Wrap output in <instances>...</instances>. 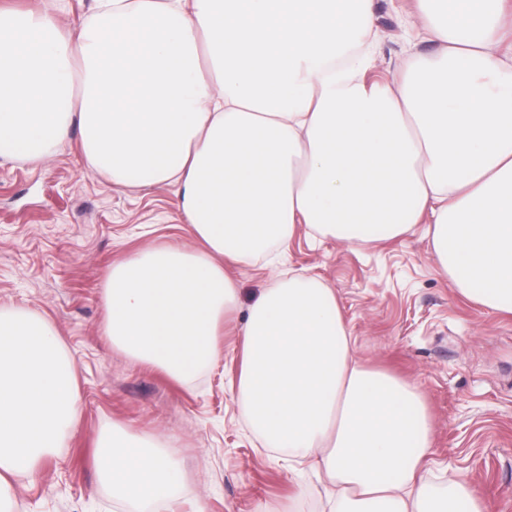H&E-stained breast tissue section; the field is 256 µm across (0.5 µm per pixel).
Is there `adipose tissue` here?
Returning a JSON list of instances; mask_svg holds the SVG:
<instances>
[{
    "label": "adipose tissue",
    "mask_w": 512,
    "mask_h": 512,
    "mask_svg": "<svg viewBox=\"0 0 512 512\" xmlns=\"http://www.w3.org/2000/svg\"><path fill=\"white\" fill-rule=\"evenodd\" d=\"M506 3L416 0V29L440 49L372 89V0H96L74 36L0 8V158L43 161L76 127L87 165L112 185H177L200 246H149L113 266L105 332L179 382L219 354L238 298L226 264L270 254L301 224L353 243L430 217L459 292L512 314ZM240 343L250 428L325 475L331 512H487L456 474L434 500L422 395L354 355L332 289L300 278L268 289ZM80 414L53 326L1 306L0 506ZM96 460L115 500L175 502L179 466L164 448L110 432Z\"/></svg>",
    "instance_id": "ef3b65f1"
}]
</instances>
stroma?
Segmentation results:
<instances>
[{"instance_id": "1", "label": "stroma", "mask_w": 512, "mask_h": 512, "mask_svg": "<svg viewBox=\"0 0 512 512\" xmlns=\"http://www.w3.org/2000/svg\"><path fill=\"white\" fill-rule=\"evenodd\" d=\"M0 7L51 15L65 32L93 22L94 0H0ZM408 0H374L373 63L366 86L398 79L408 53L434 42L411 39ZM428 224L402 237L345 244L298 225L278 267L228 264L239 293L219 339L222 351L187 383L125 354L105 335V286L113 265L148 246L195 247L177 188L111 185L87 167L79 131L53 157L0 158V307L44 316L72 361L83 415L37 480L13 483L12 512H126L99 481L96 443L118 429L152 440L181 463L176 509L259 512L294 499L296 512H322L321 486L288 470L263 447L234 397L239 330L252 304L280 277L331 288L353 353L366 365L415 384L431 424L434 495L462 474L491 512H512V315L462 297L432 253Z\"/></svg>"}]
</instances>
